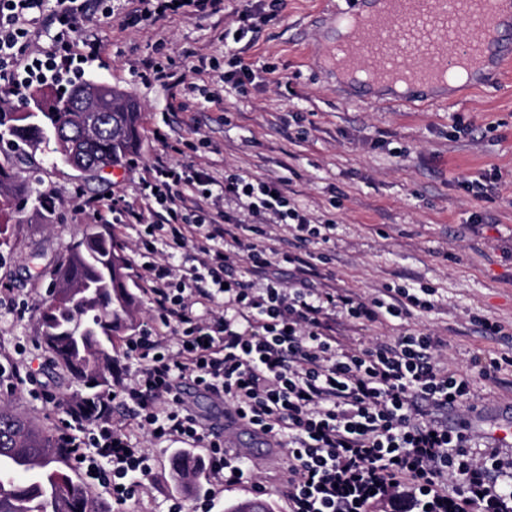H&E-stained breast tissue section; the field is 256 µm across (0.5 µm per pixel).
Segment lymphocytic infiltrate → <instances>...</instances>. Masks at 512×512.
<instances>
[{
	"instance_id": "f902f5d3",
	"label": "lymphocytic infiltrate",
	"mask_w": 512,
	"mask_h": 512,
	"mask_svg": "<svg viewBox=\"0 0 512 512\" xmlns=\"http://www.w3.org/2000/svg\"><path fill=\"white\" fill-rule=\"evenodd\" d=\"M0 0V102L33 85L81 77L69 35L96 19L97 0ZM224 0H137L140 18L187 14L205 18ZM49 20L56 32L48 47L32 49V25ZM214 179L192 164L156 160L140 187V202L113 200L138 227L139 278L153 316L126 344L137 363L131 379L112 367L114 389L92 428L77 410L68 414L66 446L94 448L88 472L112 480L117 503L134 498L149 473L134 431L188 447L204 446L202 459L215 487L252 479L254 466L229 456L224 437L207 432L186 404L182 385L192 382L225 411L288 451L283 479L288 512H512V454L475 448L480 434L472 382L445 368V341L414 325L433 307L434 289L388 286L362 297L316 283L322 246L336 226L312 223L275 179ZM240 203L254 221L232 219L219 206ZM285 226L319 251L267 246L265 222ZM205 246L195 264L155 261L153 245L184 250L190 238ZM281 264L290 283L271 275ZM352 324L392 323L393 336L359 343L336 335L337 319ZM127 412L116 422L112 405ZM83 430L82 439L70 427Z\"/></svg>"
}]
</instances>
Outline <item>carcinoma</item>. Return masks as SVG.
Instances as JSON below:
<instances>
[{"label": "carcinoma", "instance_id": "1", "mask_svg": "<svg viewBox=\"0 0 512 512\" xmlns=\"http://www.w3.org/2000/svg\"><path fill=\"white\" fill-rule=\"evenodd\" d=\"M72 88L49 107L32 99L27 112L0 107V140L12 144L52 142L68 166L86 173L117 165L138 153L141 112L137 101L112 86V111L96 113L95 128L84 132L89 113L69 111ZM42 193L20 175L14 162H0V213ZM82 247L68 252L53 270L58 292L76 288L77 296L40 310V342L53 354L75 386L76 404L94 413L112 386V348L116 336L135 326L136 298L128 285V259L106 226L86 228ZM70 449L35 428L11 406L0 404V512H104L71 475Z\"/></svg>", "mask_w": 512, "mask_h": 512}]
</instances>
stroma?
<instances>
[{"mask_svg":"<svg viewBox=\"0 0 512 512\" xmlns=\"http://www.w3.org/2000/svg\"><path fill=\"white\" fill-rule=\"evenodd\" d=\"M253 3L224 0L223 11L206 19L134 21L116 0L114 16L90 27L99 50L84 66L86 79L118 87L141 105L135 163L91 178L61 164L46 144H0V159L25 154L49 203L8 223V243L0 247V356L23 352L38 379L0 389V400L55 432L67 418L76 389L38 343L39 309L55 265L86 227L111 230L129 261L137 319L150 316L136 276V229L110 206L119 196L137 202L146 166L164 155L196 163L219 181L230 173L282 180L315 223L336 224L321 266L333 287L368 297L409 278L436 288L434 309L416 322L447 341L450 369L472 376L482 411L475 425L493 436L512 420V365L494 381L479 374L491 360L512 356V75L489 73L424 104L373 98L333 82L310 57L328 25L321 0H284L256 33L223 43L221 33ZM149 58L169 63L172 78L144 76ZM213 59L219 72L195 73V65ZM238 64L249 70L243 87L219 80ZM156 128L162 138L153 137ZM470 181L491 193L476 198ZM473 315L499 322L503 336L477 332ZM45 385L54 402L43 399ZM231 442L255 464L272 512H287L279 488L287 449L269 447L245 426L232 431ZM137 444L151 472L133 499L116 503L111 484L85 469H77L78 480L109 512H169L175 498L194 512L208 488L203 475L181 486L171 477L175 443L141 433Z\"/></svg>","mask_w":512,"mask_h":512,"instance_id":"stroma-1","label":"stroma"}]
</instances>
